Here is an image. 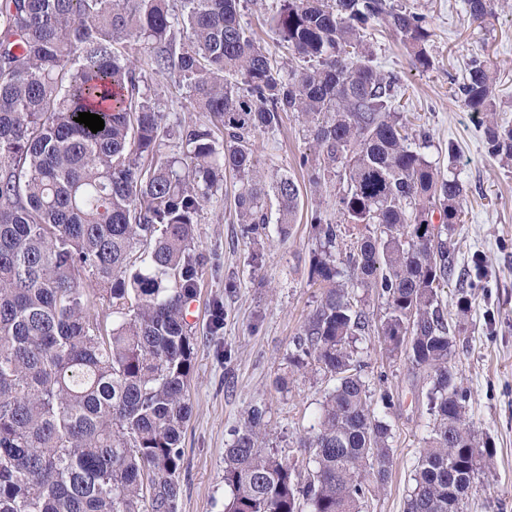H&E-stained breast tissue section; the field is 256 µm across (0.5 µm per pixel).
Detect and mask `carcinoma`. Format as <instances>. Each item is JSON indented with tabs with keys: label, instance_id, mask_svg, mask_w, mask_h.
Masks as SVG:
<instances>
[{
	"label": "carcinoma",
	"instance_id": "obj_1",
	"mask_svg": "<svg viewBox=\"0 0 512 512\" xmlns=\"http://www.w3.org/2000/svg\"><path fill=\"white\" fill-rule=\"evenodd\" d=\"M247 3L0 0V512H177L196 353L187 309L204 267L194 224L228 170L242 233L270 223L273 197L288 235L300 184L266 172L254 148L284 112L304 117L316 145L298 159L309 189L343 184L341 223L311 212V276L325 289L292 358L336 385L298 442L304 481L266 447L265 406L250 407L224 448V512H362L387 482L392 397L364 373L357 342L371 325L356 288L387 306L376 326L386 349L430 377L407 512H462L490 458L448 367L454 337L438 300L464 186L411 142L399 79L365 39L381 18L430 68L426 17L392 0H275L270 25L300 61L285 69L243 21ZM466 6L482 24L495 0ZM148 70L209 122L171 111ZM456 95L496 111L483 61ZM80 112L104 129L76 122ZM484 138L512 163V125L492 120Z\"/></svg>",
	"mask_w": 512,
	"mask_h": 512
}]
</instances>
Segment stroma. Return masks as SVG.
<instances>
[{
  "instance_id": "obj_1",
  "label": "stroma",
  "mask_w": 512,
  "mask_h": 512,
  "mask_svg": "<svg viewBox=\"0 0 512 512\" xmlns=\"http://www.w3.org/2000/svg\"><path fill=\"white\" fill-rule=\"evenodd\" d=\"M402 2L426 15L434 65L420 68L380 20L367 31L375 62L399 75L395 104L428 133L427 159L440 170L459 172L466 188L463 221L448 235L455 274L438 299L455 336L448 365L470 395L469 418L493 456L478 472L464 512H512V167L488 155L485 114L467 110L455 95L468 60L479 57L496 78V119L512 125V0H496L493 17L482 24L472 22L464 0ZM255 149L269 170L296 177L298 157L313 152L314 144L302 119L286 112L277 131L256 135ZM239 186L233 173H226L222 193L196 226V247L205 265L188 317L197 350L177 512H224L229 495L224 450L253 403L267 407V446L290 462L305 458L297 442L335 385L315 366L294 368L291 357L321 295L311 277L319 241L310 213L318 208L339 221L336 195L303 191L296 221L283 241L273 224L261 235H242L234 220ZM463 291L469 294L464 314L458 307ZM217 303L224 307V320L216 327L211 314ZM359 347L373 388L389 391L394 401L386 414L393 467L366 510L405 512L412 469L428 430L424 392L429 383L425 375L413 373L403 355L390 354L379 336H363Z\"/></svg>"
}]
</instances>
